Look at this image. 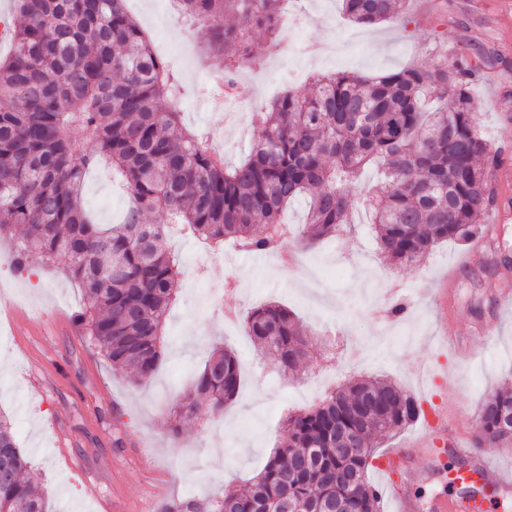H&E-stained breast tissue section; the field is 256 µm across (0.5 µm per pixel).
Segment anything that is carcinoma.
<instances>
[{
  "instance_id": "cac0c4a2",
  "label": "carcinoma",
  "mask_w": 512,
  "mask_h": 512,
  "mask_svg": "<svg viewBox=\"0 0 512 512\" xmlns=\"http://www.w3.org/2000/svg\"><path fill=\"white\" fill-rule=\"evenodd\" d=\"M223 59L224 83L256 63L253 30L275 46L282 0H174ZM408 0H343L358 25L410 23ZM19 25L0 60V236L24 226L14 265L25 269L66 257L85 305L78 320L93 345L134 383L163 359L169 311L179 281L169 247L173 229L220 246L263 254L281 249V214L308 204L307 244L336 235L354 209L368 208L380 251L393 263H421L437 245L482 237L496 205L490 177L499 149L479 128L470 85L480 67L435 42L430 68L411 64L376 77L314 78L307 94L288 92L252 123L259 136L230 167L209 132L180 120L183 86L129 15L125 0H14ZM125 187L122 222L91 221L82 203L86 174L101 159ZM383 179L355 190L365 167ZM245 329L262 356L287 374L306 340L294 314L271 302L252 310ZM234 352L214 347L177 404L171 432L236 398ZM422 412L393 381L353 379L315 408L288 417V441L234 492L186 500L173 512H266L288 496L331 512H380L369 482L374 448ZM512 389L487 395L476 414L475 448H512ZM29 463L9 419L0 415V512H48L28 477Z\"/></svg>"
}]
</instances>
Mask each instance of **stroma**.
Wrapping results in <instances>:
<instances>
[{
	"label": "stroma",
	"instance_id": "1",
	"mask_svg": "<svg viewBox=\"0 0 512 512\" xmlns=\"http://www.w3.org/2000/svg\"><path fill=\"white\" fill-rule=\"evenodd\" d=\"M128 11L148 34L155 52L183 82L182 121L216 133L215 147L238 161L258 136L253 113L265 110L283 89L308 92L318 73L351 71L375 76L416 63L432 66L430 48L442 35L449 51L470 56L485 78L474 95L481 128L506 150L512 166V20L499 0H410L411 24L360 26L343 13L341 0H285L292 30L317 45L314 55L289 53V39L269 47L259 36L256 65L241 79L253 86L245 111L212 110L202 99L216 80L220 57L204 55L200 30L150 20L162 0H127ZM125 192L108 165L86 176L83 201L99 224L119 223ZM491 238L440 245L421 265L401 269L379 251L371 224L302 250V266H280L275 254H247L227 245L207 264L205 287L193 284L200 256L192 237L170 240L181 260V288L167 320L165 360L154 377L131 384L78 326L80 290L67 277L65 259L53 266H13L14 238H0V414L13 423L31 461L29 476L47 497L51 512H164L214 489L231 492L255 476L286 439L288 415L324 397L318 372L327 349L336 348V385L349 379H388L410 391L422 418L394 431L381 449L400 445L427 426L435 407L434 379L450 374L457 392V428L470 432L481 400L512 377V214L489 213ZM243 290L225 291L230 270ZM402 279L413 300L405 317L370 318L369 299L379 297L385 276ZM448 291V311L432 303V291ZM276 301L293 310L311 332L312 344L293 375L261 356L243 319ZM463 344L461 352L438 345L442 331ZM233 350L243 369L238 397L218 410L202 406L195 423L172 435L176 398L206 353L200 343ZM457 461L442 454L432 464L416 460L409 488L429 500L453 496L445 476Z\"/></svg>",
	"mask_w": 512,
	"mask_h": 512
}]
</instances>
